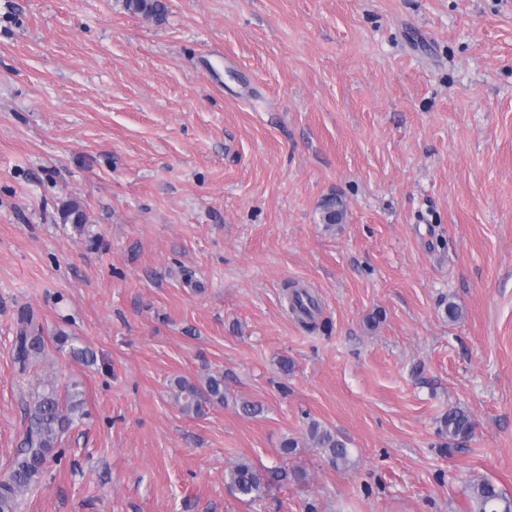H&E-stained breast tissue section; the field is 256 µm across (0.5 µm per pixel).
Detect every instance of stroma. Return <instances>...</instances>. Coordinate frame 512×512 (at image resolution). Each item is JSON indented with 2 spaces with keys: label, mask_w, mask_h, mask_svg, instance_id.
Listing matches in <instances>:
<instances>
[{
  "label": "stroma",
  "mask_w": 512,
  "mask_h": 512,
  "mask_svg": "<svg viewBox=\"0 0 512 512\" xmlns=\"http://www.w3.org/2000/svg\"><path fill=\"white\" fill-rule=\"evenodd\" d=\"M159 3L0 0V472L32 382L86 399L20 512L512 494V0ZM25 314L46 355L22 376ZM215 373L225 402L183 414L175 380ZM453 406L474 430L447 450ZM314 420L349 467L282 454ZM242 460L293 477L245 503Z\"/></svg>",
  "instance_id": "obj_1"
}]
</instances>
